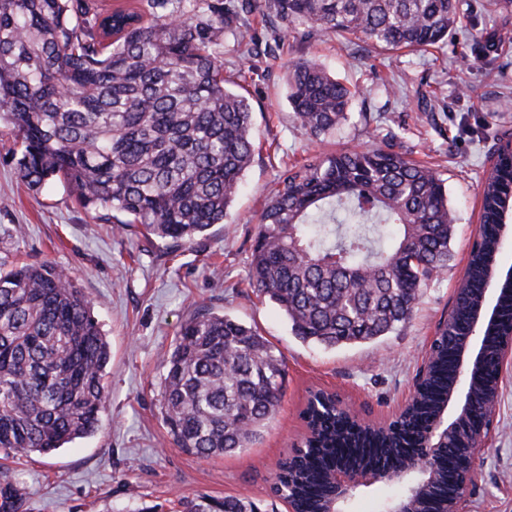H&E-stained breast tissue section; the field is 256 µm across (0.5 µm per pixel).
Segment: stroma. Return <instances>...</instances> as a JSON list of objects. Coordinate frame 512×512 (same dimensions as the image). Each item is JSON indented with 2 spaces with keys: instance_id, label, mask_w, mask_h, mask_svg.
Instances as JSON below:
<instances>
[{
  "instance_id": "obj_1",
  "label": "stroma",
  "mask_w": 512,
  "mask_h": 512,
  "mask_svg": "<svg viewBox=\"0 0 512 512\" xmlns=\"http://www.w3.org/2000/svg\"><path fill=\"white\" fill-rule=\"evenodd\" d=\"M457 36L425 52H386L321 34L284 31L269 54L224 43V72L238 77L253 108L258 147L227 221L171 248L139 226L118 231L81 207L63 182L29 189L18 175L20 139L0 120V256L50 261L75 277L111 348L100 430L49 455L0 458V478L21 483L26 512H119L146 502L176 512L180 498L242 495L262 512H288L272 492L279 461L305 430L311 390L336 392L372 420L405 404L437 326L447 316L480 225L481 183L503 137L512 138V39L482 52ZM326 65L356 85L350 119L322 142L298 128L286 99L289 60ZM399 129L409 157L429 163L448 185L456 212L453 258L425 289L411 323L380 340L325 349L296 338L283 312L257 297L249 262L260 214L284 163L373 146ZM202 310L235 317L282 353L287 378L276 418L250 448L200 459L177 448L161 415L162 359L183 323ZM493 434L469 491L470 512H512V361L504 365Z\"/></svg>"
}]
</instances>
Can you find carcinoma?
<instances>
[{"label":"carcinoma","instance_id":"carcinoma-1","mask_svg":"<svg viewBox=\"0 0 512 512\" xmlns=\"http://www.w3.org/2000/svg\"><path fill=\"white\" fill-rule=\"evenodd\" d=\"M286 28L333 34L382 51L423 52L464 29L495 30L512 0H265ZM256 0H138L92 12L87 0H0V118L21 138L20 178L59 179L99 219L139 224L146 238L185 245L232 207L256 142L249 99L224 77V37L257 44ZM295 122L320 141L336 136L355 97L309 59L288 64ZM482 184L481 225L451 310L417 374L398 426L358 429L311 407L305 451L274 485L299 512H329L331 472L401 469L423 449L457 381L459 336L471 331L501 227L512 214V150ZM455 215L446 180L406 157L400 137L285 166L261 214L250 284L285 314L293 334L327 349L402 331L433 276L448 268ZM512 318V283H500ZM485 365L472 371L470 412L412 489V512L452 507L469 466L464 439L498 396L501 332L483 330ZM110 345L75 280L51 262L0 260V449L52 454L101 427ZM161 396L176 447L211 458L241 452L275 418L287 366L237 319L198 313L181 327ZM23 487L0 482V512H23ZM181 512H260L237 496H185Z\"/></svg>","mask_w":512,"mask_h":512}]
</instances>
